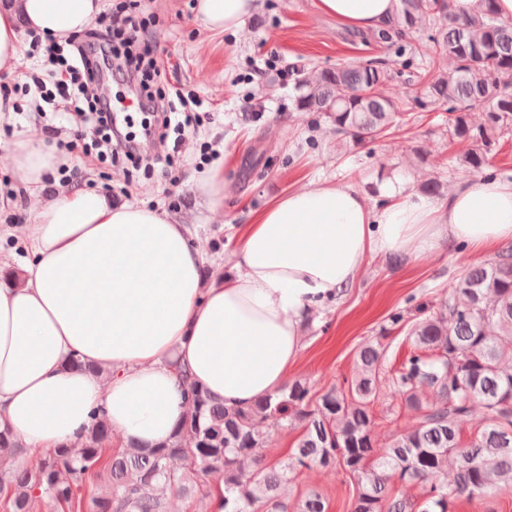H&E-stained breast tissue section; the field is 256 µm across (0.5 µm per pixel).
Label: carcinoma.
Instances as JSON below:
<instances>
[{"instance_id":"cac0c4a2","label":"carcinoma","mask_w":512,"mask_h":512,"mask_svg":"<svg viewBox=\"0 0 512 512\" xmlns=\"http://www.w3.org/2000/svg\"><path fill=\"white\" fill-rule=\"evenodd\" d=\"M422 20L434 31L420 54L426 91L448 105V135L468 144L460 166L471 174L486 166L499 135L512 127V18L497 13L495 0H479L465 19L454 14L452 0H398L382 38L412 41ZM391 78L381 60L314 68L297 80L295 106L366 144L413 120L399 101L379 93ZM475 104L485 108L479 125L466 112ZM418 313L411 321L401 312L390 317L407 326L410 342L396 369H388L379 341H366L351 378L315 397L307 384L293 381L246 409L227 408L187 381V412L167 441L145 448L130 439L115 451L112 428L98 420L80 447L63 445L32 466L0 473V486L9 488L13 512H37L43 498L68 512H171L165 490L192 495L207 487V478L224 482V512L255 503L267 512H327L320 492L292 507L279 493L300 469L320 466L353 478L352 512H453L463 498L492 497L512 487V361H504L512 357V245L492 260L466 265L448 296ZM382 378L402 408L418 415L385 448L375 439ZM477 406L485 417L472 428ZM268 422L302 428L290 457L275 465L253 455ZM19 454L10 432L0 430V457ZM177 459L184 461L180 468L173 466Z\"/></svg>"}]
</instances>
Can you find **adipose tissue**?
<instances>
[{
    "mask_svg": "<svg viewBox=\"0 0 512 512\" xmlns=\"http://www.w3.org/2000/svg\"><path fill=\"white\" fill-rule=\"evenodd\" d=\"M397 0H316L343 25L375 31ZM100 0H0V71L17 68L19 33L82 31ZM255 0H197L216 33L240 30ZM10 160L26 191L65 159L37 131ZM378 202L344 183L274 200L240 236L233 273L203 277L188 225L139 203L69 187L27 217L18 276L0 279V430L28 455L80 446L94 417L142 446L166 441L183 416L189 378L229 408L276 395L303 349L304 325L344 298L377 255L419 259L466 244L476 258L512 241V179L479 176L442 199L400 179ZM85 362L68 366L71 357ZM100 375L89 373V366Z\"/></svg>",
    "mask_w": 512,
    "mask_h": 512,
    "instance_id": "adipose-tissue-1",
    "label": "adipose tissue"
}]
</instances>
